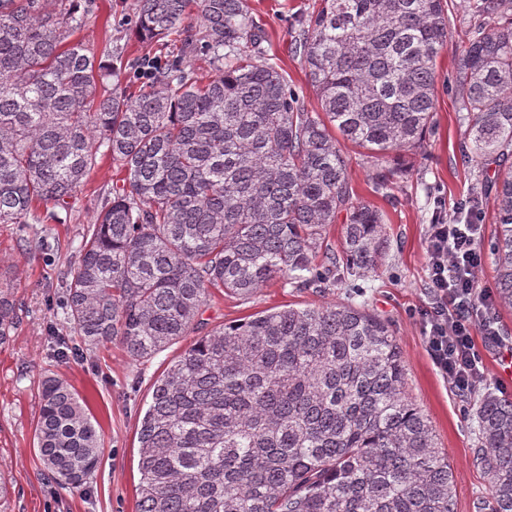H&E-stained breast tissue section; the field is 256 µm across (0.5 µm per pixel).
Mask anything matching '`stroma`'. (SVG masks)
<instances>
[{"label": "stroma", "instance_id": "obj_1", "mask_svg": "<svg viewBox=\"0 0 512 512\" xmlns=\"http://www.w3.org/2000/svg\"><path fill=\"white\" fill-rule=\"evenodd\" d=\"M263 23L266 55L287 70L293 88L308 104L316 96L299 57L290 52L298 14L310 11L314 0H250ZM133 0H93L75 37L102 60L121 53L124 59L153 55L126 24ZM452 37L437 60L435 127L416 156L408 158L387 189L376 190L368 175L363 149L343 143L350 159V176L361 200L382 211L389 252L379 270L356 279L353 288L323 295L271 285L243 301L219 296L205 307L199 333L288 304L324 301L353 303L384 318L394 330L407 368V389L428 415L437 442L453 466L457 512H474L486 498L487 483L473 462L477 423L473 406L482 389L512 396V308L497 305L500 344L486 342L481 324L471 334L485 368L482 389L458 392L434 366L422 337V312L431 297L425 238L436 217H456L466 200L475 169L465 162L464 130L456 121L452 85L454 59L466 40L472 20L463 0H450ZM109 157H99L83 190L67 208L33 224H0V276L10 281L19 320L8 344L0 346V473L8 493L0 512H136L139 482L137 425L151 401L156 378L190 346L184 337L145 362L132 361L119 343L78 353L68 362L52 357V335L60 331L63 311L59 285L77 263L87 224L94 221L112 189ZM55 374L84 399L101 428L103 454L90 479L92 498L55 482L44 471L34 445L39 412V385Z\"/></svg>", "mask_w": 512, "mask_h": 512}]
</instances>
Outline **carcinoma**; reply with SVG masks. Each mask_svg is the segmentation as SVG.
<instances>
[{"instance_id":"cac0c4a2","label":"carcinoma","mask_w":512,"mask_h":512,"mask_svg":"<svg viewBox=\"0 0 512 512\" xmlns=\"http://www.w3.org/2000/svg\"><path fill=\"white\" fill-rule=\"evenodd\" d=\"M196 8L199 26L190 21ZM482 22L455 61L469 205L494 196L496 291L512 306V0H470ZM133 32L180 43L132 91L69 38L81 0H0V224L78 195L98 156L123 176L87 225L62 280L64 323L91 351L134 361L190 335L215 293L243 300L280 283L321 293L365 276L389 249L340 141L367 151L383 190L394 152L434 125L448 0H318L297 17L317 106L265 57L248 0H135ZM202 60L214 74L195 75ZM342 221V250L326 229ZM17 324L0 279V344ZM473 460L512 512V398L477 401ZM44 468L92 495L101 435L68 382H40ZM138 512H456L448 454L406 391L390 325L361 306L276 307L197 337L155 380L138 429Z\"/></svg>"}]
</instances>
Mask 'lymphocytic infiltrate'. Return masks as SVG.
Wrapping results in <instances>:
<instances>
[{
    "label": "lymphocytic infiltrate",
    "mask_w": 512,
    "mask_h": 512,
    "mask_svg": "<svg viewBox=\"0 0 512 512\" xmlns=\"http://www.w3.org/2000/svg\"><path fill=\"white\" fill-rule=\"evenodd\" d=\"M481 237L482 227L471 215L461 224L430 225L426 238L433 301L424 311L423 339L437 370L462 392L486 378L471 336L474 319H481L488 342L500 338L490 314L492 295L475 280L482 264Z\"/></svg>",
    "instance_id": "obj_1"
}]
</instances>
